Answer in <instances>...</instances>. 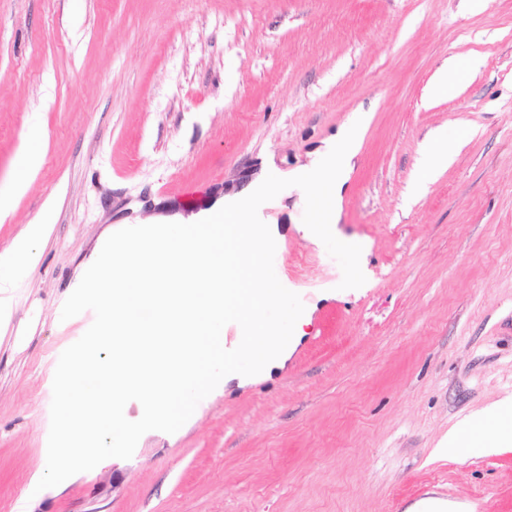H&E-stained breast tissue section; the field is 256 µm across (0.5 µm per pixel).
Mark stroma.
Here are the masks:
<instances>
[{"instance_id": "stroma-1", "label": "stroma", "mask_w": 512, "mask_h": 512, "mask_svg": "<svg viewBox=\"0 0 512 512\" xmlns=\"http://www.w3.org/2000/svg\"><path fill=\"white\" fill-rule=\"evenodd\" d=\"M463 3L0 0V192L28 181L0 250L52 225L39 264L8 272L0 512H512V447L446 442L512 399V0ZM474 53L467 81L431 97L438 69ZM363 112L336 224L368 242V287L337 294L303 191L284 189L259 208L309 315L284 368L37 490L59 357L94 320L61 310L106 239L311 169ZM456 124L471 138L409 198L427 136Z\"/></svg>"}]
</instances>
